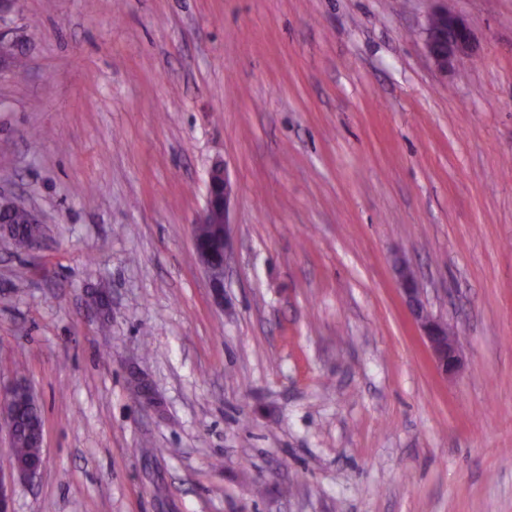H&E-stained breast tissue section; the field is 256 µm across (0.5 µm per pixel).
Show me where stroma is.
<instances>
[{
	"label": "stroma",
	"instance_id": "stroma-1",
	"mask_svg": "<svg viewBox=\"0 0 512 512\" xmlns=\"http://www.w3.org/2000/svg\"><path fill=\"white\" fill-rule=\"evenodd\" d=\"M441 9L474 42L444 75ZM11 24L0 186L47 228L0 251V386L44 418L14 512H512V0H18ZM218 161L220 306L192 238ZM473 35L459 16L439 10L433 13L424 31L423 47L435 68L448 73V67L472 52ZM396 272L403 301L420 331L436 369L447 378L454 376L462 363L458 336L449 334L447 323L434 318L428 312L422 289L405 260L397 261Z\"/></svg>",
	"mask_w": 512,
	"mask_h": 512
}]
</instances>
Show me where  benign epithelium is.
<instances>
[{"mask_svg": "<svg viewBox=\"0 0 512 512\" xmlns=\"http://www.w3.org/2000/svg\"><path fill=\"white\" fill-rule=\"evenodd\" d=\"M14 9L15 0H0V71L13 67L8 49L26 40L23 31L8 24ZM472 42L473 35L466 22L446 10L433 13L423 37L424 51L441 73L448 72V68L468 57L472 52ZM232 195L233 187L224 171V164L213 165L208 172V196L201 223L215 224L219 229L213 239L205 241L199 237L198 225H193V244L201 266L210 276L214 300L219 305L223 301L224 283L215 275V269L219 255H228L232 246V224L229 221ZM396 272L403 301L436 369L445 377L455 375L462 363L458 336L449 334L447 323L428 312L422 289L405 260L397 261ZM13 391L11 386L0 392V426H6L10 437L15 429ZM43 467L44 461L41 460L24 474L13 465L6 473L0 471V512H13V488L36 477Z\"/></svg>", "mask_w": 512, "mask_h": 512, "instance_id": "benign-epithelium-1", "label": "benign epithelium"}]
</instances>
